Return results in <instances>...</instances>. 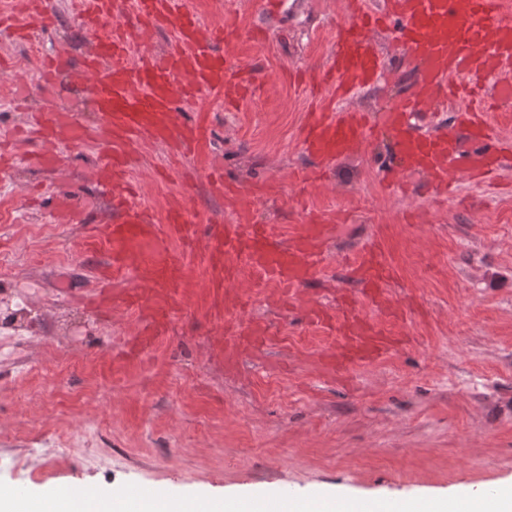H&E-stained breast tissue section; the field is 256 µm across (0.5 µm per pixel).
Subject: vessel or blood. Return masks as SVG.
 <instances>
[{
  "instance_id": "obj_1",
  "label": "vessel or blood",
  "mask_w": 512,
  "mask_h": 512,
  "mask_svg": "<svg viewBox=\"0 0 512 512\" xmlns=\"http://www.w3.org/2000/svg\"><path fill=\"white\" fill-rule=\"evenodd\" d=\"M129 9L138 20L133 31L119 22ZM349 11L351 19L337 33L328 70L337 98H353L387 73L386 61L370 37L377 29L394 35L405 58L416 63L414 84L377 123L353 109L314 113L302 139L305 151L329 164L361 152L384 130L394 143L380 173L387 185H400L408 172L428 174L438 190L452 186L460 173L494 177L505 161L504 139L489 123L486 107L458 112L455 133L424 135L415 130L414 121L431 112L440 98L475 99L486 90L489 78L512 77V0H350ZM79 13L82 27L95 34L81 70H73L61 54L45 59L41 69L58 84L89 79L96 129L74 125L63 113L38 111L28 113L24 131L66 146L95 140L97 180L108 192L109 205L121 209L122 215L108 224L85 225L82 249L105 254V280H134V287L121 295L103 288L93 298L97 307L108 309L118 302L137 314L134 351L165 336L195 284L191 268L203 270V310L219 323L245 305L230 291L244 270L268 272L292 285L308 282L331 232L318 218H310L296 238L282 240L269 224L215 223L201 230L182 208L157 224L149 213L127 202L134 192L129 160L137 142L176 140L192 151L205 139V126L183 121L178 104L195 101L204 91L223 94L229 102L253 92V77L231 53L217 49L235 38V30L205 28L193 13L178 9L176 0H80ZM54 20L50 0H37L31 13L12 2L0 8V27L19 37L34 24L51 28ZM165 30L174 33L165 52L131 58L134 35L147 38ZM213 185L229 201L273 191L269 184L243 189L223 178ZM348 271L361 283L368 305L386 308V289L398 273L380 243L356 252ZM314 316L338 336L327 360L340 371L374 359L396 343L350 306L335 312L320 307Z\"/></svg>"
}]
</instances>
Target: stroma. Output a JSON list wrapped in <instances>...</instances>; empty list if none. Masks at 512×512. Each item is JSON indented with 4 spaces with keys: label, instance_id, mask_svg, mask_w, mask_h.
Wrapping results in <instances>:
<instances>
[{
    "label": "stroma",
    "instance_id": "obj_1",
    "mask_svg": "<svg viewBox=\"0 0 512 512\" xmlns=\"http://www.w3.org/2000/svg\"><path fill=\"white\" fill-rule=\"evenodd\" d=\"M53 2V30L36 27L17 41L0 29V93L19 69L39 73L45 55L66 51L80 63L89 38L72 0ZM188 5L204 26H236L229 49L242 66L257 67L256 88L235 106L215 93L183 105L185 118L201 114L212 128L190 156L140 143L134 204L160 222L182 205L198 224H274L287 239L315 215L333 228L326 251L307 284L263 274L238 284L249 306L231 319L261 323L266 342L235 368L225 364L223 327L190 299L165 338L121 359L135 316L116 307L102 320L82 304L104 260L82 254L83 225L112 220L97 154L80 144L18 142L14 166L0 171V300L25 295L46 314L21 333L0 334V490L38 496L81 481L115 494L378 502L511 486L512 165L494 185L459 178L448 197L415 173L389 188L378 178L392 149L384 133L298 190L296 174L312 164L302 127L331 98L329 85L312 78L349 18L346 0H285L277 11L270 0ZM372 39L393 74L348 106L377 118L411 88L415 70L389 34ZM35 41L40 51H31ZM49 109L84 126L94 120L83 92L42 80L24 109L0 105V127ZM43 150L57 154L53 168L28 163ZM212 169L245 188L267 181L279 190L230 204L212 190ZM63 197L82 205L66 221L57 214ZM16 210L28 223L13 222ZM376 235L399 271L390 296L403 315L365 314L400 343L340 374L323 359L335 333L306 312L352 292L340 260Z\"/></svg>",
    "mask_w": 512,
    "mask_h": 512
}]
</instances>
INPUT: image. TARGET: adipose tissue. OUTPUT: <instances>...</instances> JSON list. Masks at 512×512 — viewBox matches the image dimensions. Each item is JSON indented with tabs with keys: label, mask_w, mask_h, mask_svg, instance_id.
<instances>
[{
	"label": "adipose tissue",
	"mask_w": 512,
	"mask_h": 512,
	"mask_svg": "<svg viewBox=\"0 0 512 512\" xmlns=\"http://www.w3.org/2000/svg\"><path fill=\"white\" fill-rule=\"evenodd\" d=\"M35 512H238V506L223 500L174 499L149 490L120 497L90 492L75 485L56 491L53 497L33 501Z\"/></svg>",
	"instance_id": "adipose-tissue-1"
}]
</instances>
